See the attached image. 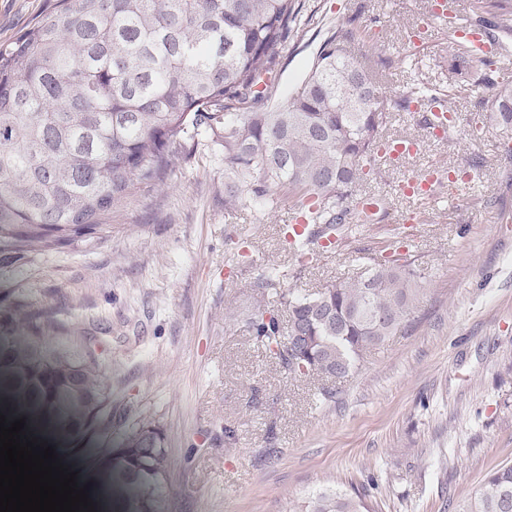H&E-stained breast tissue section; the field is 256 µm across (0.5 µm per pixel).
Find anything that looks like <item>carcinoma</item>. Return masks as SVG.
I'll return each mask as SVG.
<instances>
[{"label": "carcinoma", "mask_w": 512, "mask_h": 512, "mask_svg": "<svg viewBox=\"0 0 512 512\" xmlns=\"http://www.w3.org/2000/svg\"><path fill=\"white\" fill-rule=\"evenodd\" d=\"M316 17L306 0H56L0 44V252L100 232L138 186L164 180L203 128H224V210L292 198L305 213L309 236L289 243L297 257L349 224L372 223L375 215L356 211L354 192L389 113L373 70L352 52L375 44L360 15L323 41L286 105L268 106L282 53ZM467 22L490 27L495 40L512 34V0H471ZM454 25L451 71L461 84L481 73L478 106L512 124V86L492 78L494 60L455 44ZM452 96L451 87L415 86L398 106ZM420 277L408 261L369 257L351 282L277 292L288 326L261 307L247 325L285 376L343 379L401 328ZM58 329L49 315L6 316L0 397L46 416L69 439L94 442L95 480L120 512H165L167 449L140 438L157 426L136 423L112 439V382L92 351ZM302 512L368 505L325 489ZM457 512H512V465L490 472Z\"/></svg>", "instance_id": "cac0c4a2"}]
</instances>
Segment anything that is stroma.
<instances>
[{
  "mask_svg": "<svg viewBox=\"0 0 512 512\" xmlns=\"http://www.w3.org/2000/svg\"><path fill=\"white\" fill-rule=\"evenodd\" d=\"M56 0H0V44ZM337 22L362 12L379 37L377 69L389 104L386 136L420 149L405 166H379L356 198L382 197L346 245L300 261L285 231L290 202L224 209V148L201 132L160 186H141L88 240L0 252V318L17 307L53 314L87 336L112 380V432L150 421L168 450L167 512H292L310 494L362 493L371 512H456L485 477L512 463V125L478 107L472 85L452 102L450 139L398 106L415 83L446 88L452 50L431 0H310ZM425 29L415 53L413 31ZM326 36L306 28L278 67L273 100L286 103ZM408 56L406 65L396 60ZM431 165L469 173L434 201L400 194ZM239 250L229 249V239ZM414 262L423 292L405 328L334 382L286 378L255 344L248 315L277 308L254 283L316 291L353 276L362 257ZM236 432L225 446L221 425Z\"/></svg>",
  "mask_w": 512,
  "mask_h": 512,
  "instance_id": "stroma-1",
  "label": "stroma"
}]
</instances>
